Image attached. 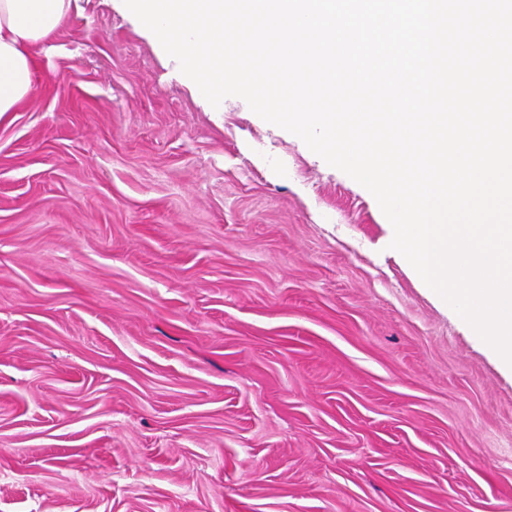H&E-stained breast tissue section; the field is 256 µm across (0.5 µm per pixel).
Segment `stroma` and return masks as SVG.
Masks as SVG:
<instances>
[{"instance_id": "35a3bbf8", "label": "stroma", "mask_w": 512, "mask_h": 512, "mask_svg": "<svg viewBox=\"0 0 512 512\" xmlns=\"http://www.w3.org/2000/svg\"><path fill=\"white\" fill-rule=\"evenodd\" d=\"M392 237L73 0L0 117V512H512V368Z\"/></svg>"}]
</instances>
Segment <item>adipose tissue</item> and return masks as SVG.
Listing matches in <instances>:
<instances>
[{
  "mask_svg": "<svg viewBox=\"0 0 512 512\" xmlns=\"http://www.w3.org/2000/svg\"><path fill=\"white\" fill-rule=\"evenodd\" d=\"M72 0H0V116L34 90L37 49L64 24Z\"/></svg>",
  "mask_w": 512,
  "mask_h": 512,
  "instance_id": "obj_1",
  "label": "adipose tissue"
}]
</instances>
